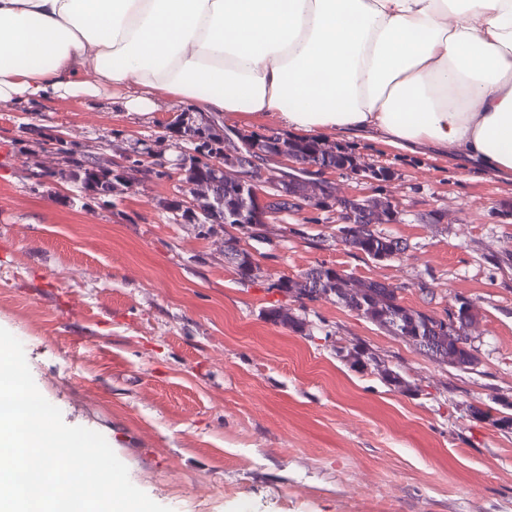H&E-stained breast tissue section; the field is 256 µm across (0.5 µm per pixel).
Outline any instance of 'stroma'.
<instances>
[{
  "mask_svg": "<svg viewBox=\"0 0 512 512\" xmlns=\"http://www.w3.org/2000/svg\"><path fill=\"white\" fill-rule=\"evenodd\" d=\"M286 132L276 116L182 104L130 112L111 97L0 112V327L17 337L64 422L101 433L131 482L172 512H512V433L469 408L512 403V178L448 156L327 134L361 171L328 169L337 195L393 201L375 261L336 239L338 213L292 208L246 240L261 270L239 281L224 235L176 215L194 128ZM155 171L98 194L63 174L61 149ZM383 167L391 177L370 178ZM327 263L437 314L473 301L480 363L438 364L329 301L271 284ZM283 305L305 334L266 321ZM362 345L386 383L336 354ZM336 352L339 356L346 357L354 368L357 366L366 367L367 365H373L387 383L391 385L393 384L394 386H401L402 384H405L399 373L389 368L381 369L380 364H384V361L376 357L375 354L370 352L369 349L364 346L356 345L351 349H347L346 354H343V348L337 349Z\"/></svg>",
  "mask_w": 512,
  "mask_h": 512,
  "instance_id": "1",
  "label": "stroma"
}]
</instances>
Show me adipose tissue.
Here are the masks:
<instances>
[{"label": "adipose tissue", "mask_w": 512, "mask_h": 512, "mask_svg": "<svg viewBox=\"0 0 512 512\" xmlns=\"http://www.w3.org/2000/svg\"><path fill=\"white\" fill-rule=\"evenodd\" d=\"M107 90L512 175V0H0V111Z\"/></svg>", "instance_id": "ef3b65f1"}]
</instances>
